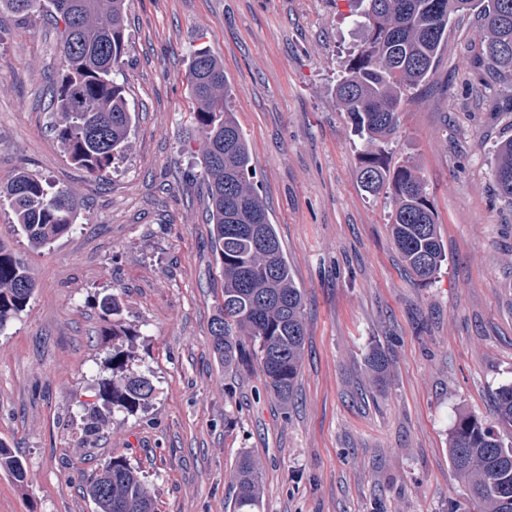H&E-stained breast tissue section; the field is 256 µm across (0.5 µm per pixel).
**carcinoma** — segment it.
Masks as SVG:
<instances>
[{"label":"carcinoma","mask_w":512,"mask_h":512,"mask_svg":"<svg viewBox=\"0 0 512 512\" xmlns=\"http://www.w3.org/2000/svg\"><path fill=\"white\" fill-rule=\"evenodd\" d=\"M12 11L33 17L48 8L64 23L60 40L63 69L54 95L64 114L56 128L73 163L90 174L112 164L125 147L135 120L123 85L114 71L128 52L124 0H8ZM356 23L365 37L336 82V103L364 140L359 182L376 196L388 192L393 204L390 233L401 262L419 282H430L445 261L437 216L427 185L410 163L389 168L375 148L399 125V106L426 80L451 20L469 12L481 18V49L476 63L498 85V97L512 112V52L490 59L486 46H512V0H364ZM196 104L194 124L205 133L200 165L208 199L211 245L222 264V304L213 319L215 353L230 369L245 358L258 363L265 385L280 400L295 392L304 350V294L294 280L276 225L251 181L252 154L234 113L226 106L224 64L205 48L195 49L185 75ZM496 200L512 207V139L499 145L495 168ZM11 209L16 230L33 248L66 235L75 224L69 192L20 172L0 194ZM36 289L33 270L0 239V328L29 303ZM102 335L127 336L115 300L99 305ZM119 383H102L104 409L84 427L95 436L114 410L133 413L152 397L151 375L133 368L130 352L112 349L106 358ZM450 464L467 491L472 512H512V385L495 395L491 421L458 416L448 440ZM0 469L24 482L22 460L0 442ZM259 462L242 455L233 477V512H259ZM87 494L96 512H157L154 498L131 464L112 458L91 478Z\"/></svg>","instance_id":"carcinoma-1"}]
</instances>
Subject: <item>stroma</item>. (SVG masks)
Segmentation results:
<instances>
[{
  "label": "stroma",
  "mask_w": 512,
  "mask_h": 512,
  "mask_svg": "<svg viewBox=\"0 0 512 512\" xmlns=\"http://www.w3.org/2000/svg\"><path fill=\"white\" fill-rule=\"evenodd\" d=\"M350 0H125L130 52L116 76L138 114L124 153L97 175L73 165L50 99L61 26L0 6V185L21 172L68 189L72 232L32 248L0 207V238L37 288L0 328V442L26 466L0 472V512H94L88 479L128 460L158 512H232L242 454L260 464L261 512H448L466 491L448 459L456 417L494 413L512 383V209L494 197L512 113L483 86L476 16L454 20L428 78L382 146L414 164L447 260L430 282L405 271L385 195L366 194L362 143L334 87L364 39ZM204 46L224 65L227 105L248 138L253 181L304 291L294 398L257 363L225 371L212 346L222 267L200 178L204 134L185 73ZM113 295L133 338L103 335ZM122 346L156 392L82 432L104 360ZM390 366L374 375L372 348Z\"/></svg>",
  "instance_id": "35a3bbf8"
}]
</instances>
